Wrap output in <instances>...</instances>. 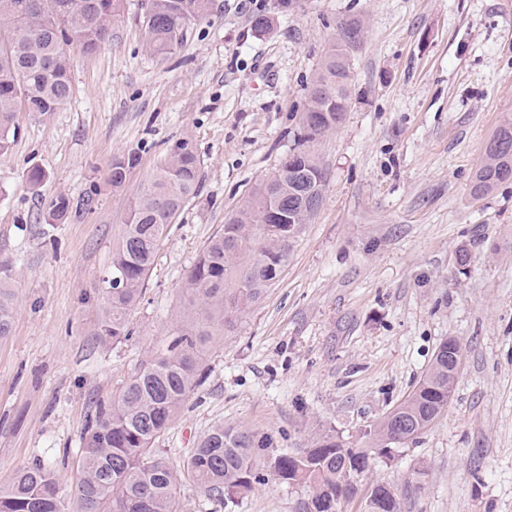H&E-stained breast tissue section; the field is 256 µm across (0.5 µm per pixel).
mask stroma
Returning <instances> with one entry per match:
<instances>
[{
  "label": "stroma",
  "instance_id": "obj_1",
  "mask_svg": "<svg viewBox=\"0 0 512 512\" xmlns=\"http://www.w3.org/2000/svg\"><path fill=\"white\" fill-rule=\"evenodd\" d=\"M144 16L145 0H124L108 43L69 46L71 99L48 117L17 112L0 155V262L14 294L0 338V487L38 462L55 473L63 512H76L96 402L200 321L188 271L294 148L338 25L357 18L348 108L315 145L323 202L262 299L199 346L202 381L156 446L179 472L178 512H225L184 467L212 427L271 437L262 463L328 431L359 447L452 337L464 359L447 409L375 460L361 489L394 488L400 512H512V182L471 195L488 139L512 117V0H296L285 12L276 0H212L163 57L146 47ZM184 137L201 160L198 191L169 224L125 336L100 341L112 243ZM128 154L139 163L113 189L112 160ZM60 195L78 207L54 222ZM363 494L341 512H365ZM305 499L268 478L235 512H302Z\"/></svg>",
  "mask_w": 512,
  "mask_h": 512
}]
</instances>
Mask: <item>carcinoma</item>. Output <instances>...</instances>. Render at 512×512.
<instances>
[{"label": "carcinoma", "instance_id": "cac0c4a2", "mask_svg": "<svg viewBox=\"0 0 512 512\" xmlns=\"http://www.w3.org/2000/svg\"><path fill=\"white\" fill-rule=\"evenodd\" d=\"M70 9L59 14L57 4ZM34 17L38 33L28 22L29 0H0V154L15 141V115L21 109L47 115L64 106L72 94L67 47L76 43L91 54L112 38V19L123 0H42ZM212 0H151L145 16L147 44L156 55L179 45L188 24L205 17ZM361 42L359 20L340 23V44L323 60L298 119L296 147L270 179L260 183L249 200L213 238L187 274L184 288L206 314V323L163 347L133 375L118 395L95 406L84 430L80 453L82 475L77 487L79 512H177L178 472L154 447L189 393L199 383L197 345L216 326H232L255 304L280 275L292 244L313 214L301 205L312 193L323 201L327 172L314 145L336 128V116L348 105L346 47ZM475 171L471 193L480 199L512 177V119L498 127ZM134 156L115 158L112 186L126 181ZM201 162L192 143L180 140L169 149L132 202L123 231L112 245V265L102 280L108 297L96 335L100 340L125 335L126 316L144 288L166 229L194 196ZM11 275L0 264V337L9 335L13 317L7 292ZM462 347L438 346L423 378L407 398L362 434L364 446L346 448L336 435H322L310 448L283 449L267 462L276 481L304 490L303 512H338L339 499L358 495L349 481L372 465L373 455L388 459L399 447L398 434L414 439L448 407L455 378L452 358ZM270 439L251 431L218 425L200 439L188 460L206 494L224 507L237 506L260 480L257 450ZM378 490L389 508L372 500V512H400L390 488ZM0 512H61L54 473L39 463L21 469L10 486L0 489Z\"/></svg>", "mask_w": 512, "mask_h": 512}]
</instances>
